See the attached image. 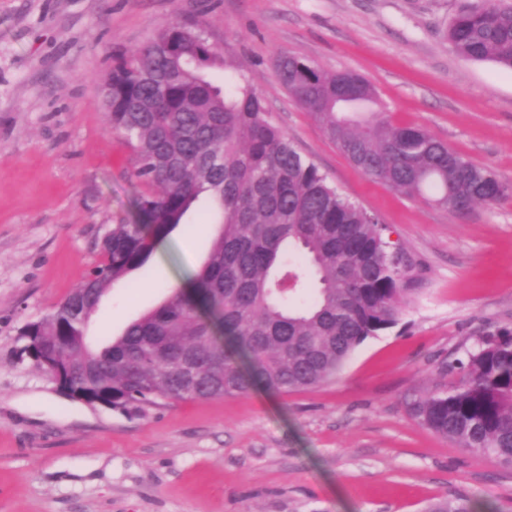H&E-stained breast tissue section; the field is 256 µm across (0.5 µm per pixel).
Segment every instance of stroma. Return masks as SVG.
Instances as JSON below:
<instances>
[{"label":"stroma","instance_id":"obj_1","mask_svg":"<svg viewBox=\"0 0 512 512\" xmlns=\"http://www.w3.org/2000/svg\"><path fill=\"white\" fill-rule=\"evenodd\" d=\"M469 0H0V512H426L440 499L512 512V468L438 436L411 404L478 338L512 327V195L456 216L356 168L275 80L288 53L375 88L512 183V70L459 57ZM230 49L270 119L411 262L398 323L336 378L294 392L112 410L73 400L22 355V328L63 300L129 220L131 150L97 75L170 21ZM214 226L191 212L115 283L88 334L119 335L202 263Z\"/></svg>","mask_w":512,"mask_h":512}]
</instances>
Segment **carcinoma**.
<instances>
[{
  "instance_id": "1",
  "label": "carcinoma",
  "mask_w": 512,
  "mask_h": 512,
  "mask_svg": "<svg viewBox=\"0 0 512 512\" xmlns=\"http://www.w3.org/2000/svg\"><path fill=\"white\" fill-rule=\"evenodd\" d=\"M461 57L512 68V0H479L448 27ZM278 82L364 173L409 196L430 194L453 214L489 206L512 184L414 125H396L359 75L329 73L283 53ZM110 129L134 156L143 190L134 218L112 225L81 284L26 325L37 368L75 385L92 405L181 401L314 388L331 380L367 338L397 324L411 291L409 264L379 221L343 197L269 118L230 52L178 22L96 78ZM348 92L367 118L336 110ZM223 213L188 286L100 346L87 326L102 297L144 266L192 208ZM309 300L293 305V295ZM190 353L196 379L174 356ZM459 375L414 401L437 435L512 467V327L481 337L448 366ZM429 512H471L443 499Z\"/></svg>"
}]
</instances>
